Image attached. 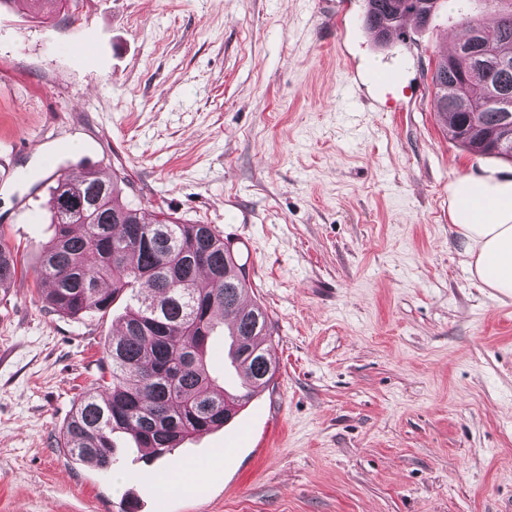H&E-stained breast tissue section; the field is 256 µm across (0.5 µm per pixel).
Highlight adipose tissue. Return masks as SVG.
<instances>
[{
    "instance_id": "ef3b65f1",
    "label": "adipose tissue",
    "mask_w": 512,
    "mask_h": 512,
    "mask_svg": "<svg viewBox=\"0 0 512 512\" xmlns=\"http://www.w3.org/2000/svg\"><path fill=\"white\" fill-rule=\"evenodd\" d=\"M463 197L479 202L455 224L465 263L481 285L512 297V181L466 177L451 190L452 200Z\"/></svg>"
}]
</instances>
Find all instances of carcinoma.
Instances as JSON below:
<instances>
[{
  "instance_id": "obj_1",
  "label": "carcinoma",
  "mask_w": 512,
  "mask_h": 512,
  "mask_svg": "<svg viewBox=\"0 0 512 512\" xmlns=\"http://www.w3.org/2000/svg\"><path fill=\"white\" fill-rule=\"evenodd\" d=\"M438 0H364V24L403 33L411 16L426 24ZM494 15L459 7L467 37L435 63L433 107L452 137L473 152L512 159V0H483ZM126 177L94 171L56 176L51 194L56 233L42 248L38 275L52 288L46 307L73 318L106 313L125 302L108 346L111 382L74 408L61 447L72 458L112 469L116 438L162 457L190 435L223 426L276 373L273 326L265 310L246 305L248 278L209 224H188L122 201ZM16 275V258L0 241V289ZM251 393H228L212 379L206 357L224 317Z\"/></svg>"
}]
</instances>
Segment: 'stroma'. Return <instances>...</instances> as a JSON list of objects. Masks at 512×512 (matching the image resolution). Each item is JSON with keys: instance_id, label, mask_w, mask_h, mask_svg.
<instances>
[{"instance_id": "35a3bbf8", "label": "stroma", "mask_w": 512, "mask_h": 512, "mask_svg": "<svg viewBox=\"0 0 512 512\" xmlns=\"http://www.w3.org/2000/svg\"><path fill=\"white\" fill-rule=\"evenodd\" d=\"M457 11L380 47L363 0L0 6V512H512V298L471 277L450 214L457 180L512 161L431 106ZM368 64L400 69L389 95ZM90 169L249 240L277 366L228 425L152 461L119 438L109 472L59 440L123 307L47 311L37 275L53 177ZM178 462L194 490L160 491Z\"/></svg>"}]
</instances>
